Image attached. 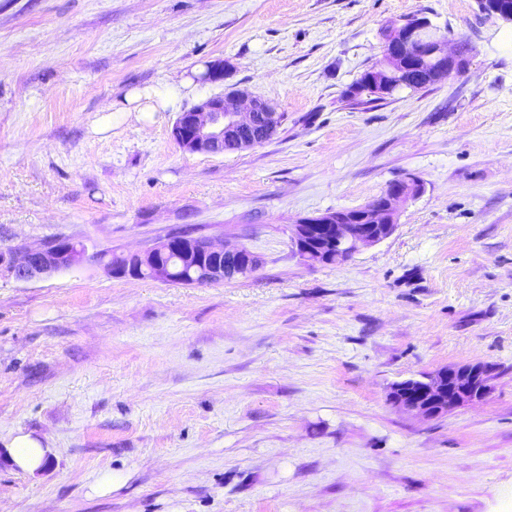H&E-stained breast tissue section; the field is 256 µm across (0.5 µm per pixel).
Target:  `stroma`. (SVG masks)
I'll list each match as a JSON object with an SVG mask.
<instances>
[{"label": "stroma", "instance_id": "1", "mask_svg": "<svg viewBox=\"0 0 512 512\" xmlns=\"http://www.w3.org/2000/svg\"><path fill=\"white\" fill-rule=\"evenodd\" d=\"M411 17L466 67L349 99ZM214 60L223 83L175 108L110 109ZM233 89L278 104L276 134L180 149V111ZM409 174L392 236L297 254L301 218ZM185 230L260 265L181 285L97 258ZM56 237L89 258L0 273V449L55 450L35 478L0 461V512H512V33L477 0H0V251ZM475 362L483 401L424 419L388 400Z\"/></svg>", "mask_w": 512, "mask_h": 512}]
</instances>
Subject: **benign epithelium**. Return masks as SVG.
<instances>
[{
  "label": "benign epithelium",
  "mask_w": 512,
  "mask_h": 512,
  "mask_svg": "<svg viewBox=\"0 0 512 512\" xmlns=\"http://www.w3.org/2000/svg\"><path fill=\"white\" fill-rule=\"evenodd\" d=\"M480 10L495 22H512V3L504 0H478ZM420 58L430 60L431 73L427 84L436 83L451 69H461L462 50L448 54L447 37L439 34L424 18H411L395 25L393 36L383 44L382 59L401 63L390 74L372 71L369 83L386 94L402 86H414L410 62ZM224 62L207 64L203 82L224 81ZM246 96L242 90L211 95L181 112L173 127L179 147L188 153L221 154L227 139L237 141L235 150H245L272 137L281 122L277 104L253 97L245 111L236 101ZM422 184L413 175L390 183L385 191L367 204L348 210L309 216L293 225V241L297 252L311 263H341L363 248L374 246L396 230L399 205L417 198ZM245 248L226 249L209 239L199 238L184 253L188 259L200 254L224 259V266L205 271V280L221 282L245 276L258 268L259 260L250 254L241 255ZM87 256V247L70 240L43 243L38 247L0 252V270L4 269L20 282L65 271ZM493 368L486 363H468L442 367L421 378H408L391 385V403L413 415L427 419L487 398L492 390Z\"/></svg>",
  "instance_id": "obj_1"
}]
</instances>
